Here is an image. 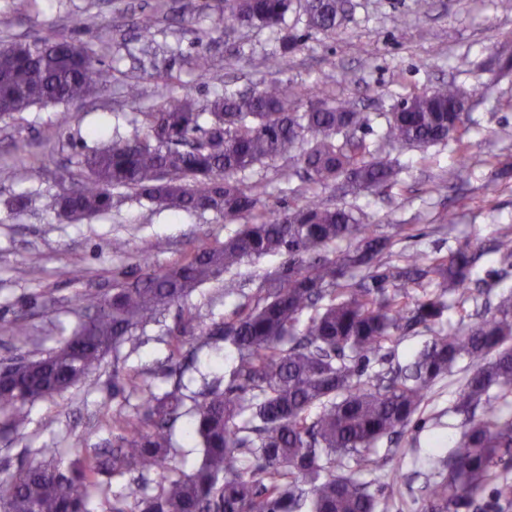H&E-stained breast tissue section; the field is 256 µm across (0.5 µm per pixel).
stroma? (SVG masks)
<instances>
[{
    "mask_svg": "<svg viewBox=\"0 0 512 512\" xmlns=\"http://www.w3.org/2000/svg\"><path fill=\"white\" fill-rule=\"evenodd\" d=\"M304 5L294 0L287 18L286 30L298 36V48L278 63V33L225 27L224 0H0V45L74 39L91 47L109 74L94 97L36 105L0 119V366L46 356L71 336L82 321L78 293H108L138 271L142 258L171 266L236 230L213 212L170 210L131 194L114 198L109 212L75 222L42 210L8 212L6 202L15 195L36 198L75 189L86 156L134 133L141 117L124 94L130 83L152 105L165 85L174 94L204 100L277 78L351 103L377 124L409 92L443 82L473 90L466 159L450 143L430 147L426 164L414 149H395L391 157L402 169L400 183L379 196H359L355 204L381 232L413 225L415 237L397 242L392 261L412 252L446 255L468 242L479 252L477 276L499 269L491 247L512 231V138L502 136L512 130V71L499 70L494 54L512 45V12H503L498 0H431L426 10L417 0H347L343 24L322 32L308 26ZM90 14L98 16V25L82 27L81 19ZM146 14L153 15L154 26L143 39L134 22ZM200 52L209 58L208 70L190 63ZM32 166L44 168L42 180L28 179ZM443 177L447 188L435 191ZM450 209L458 221L441 228L440 216ZM34 253L44 268L36 280L28 273ZM509 290L512 272L494 290L474 293L451 310L449 327H468L489 301ZM240 301L225 296L219 281L199 288L157 322L125 337L86 381L29 404L23 427L10 426L0 415V481L46 450L67 463L82 449L110 447L114 434L105 417L142 415L148 396H113L114 377L145 381L158 396L179 383L189 393L202 391L217 372L216 362H234L233 352L203 331ZM186 310L195 320L181 336L177 330ZM20 324L26 328L22 338L13 333ZM465 374L461 366L437 381L397 442L378 444L370 478L379 512H425L423 488L438 471L435 442L451 448L461 436L462 419L452 408Z\"/></svg>",
    "mask_w": 512,
    "mask_h": 512,
    "instance_id": "stroma-1",
    "label": "stroma"
}]
</instances>
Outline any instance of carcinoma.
Instances as JSON below:
<instances>
[{
  "label": "carcinoma",
  "mask_w": 512,
  "mask_h": 512,
  "mask_svg": "<svg viewBox=\"0 0 512 512\" xmlns=\"http://www.w3.org/2000/svg\"><path fill=\"white\" fill-rule=\"evenodd\" d=\"M292 2L224 0V17L279 29ZM344 13L345 0H311L308 25L334 31ZM105 81L93 51L76 41L1 46L0 117L88 97ZM305 95L277 80L204 101L162 92V104L139 110L142 130L85 159L78 189L11 201L15 213L36 202L75 221L112 209L114 191L132 189L162 207L241 222L234 235L172 266L143 262L135 279L115 284L110 294L80 293L87 315L72 336L0 379V412L13 427L25 421L27 405L81 383L124 337L195 289L261 257L283 262L224 285L229 297L259 280L253 296L206 328L234 351L235 361L195 401L187 436L202 457L190 471L168 466L183 397L152 395L146 417L112 421L111 448H88L66 467L52 459L19 468L0 484V512H377L371 483L355 473L379 442L412 422L432 385L462 362L469 371L455 411L463 416V432L441 477L427 485L426 512H458L496 479L498 500L512 503V482L497 477L499 467L512 463V414L501 405L512 393V292L500 294L490 315L467 330L445 331L452 304L472 295L470 244L390 265L385 255L394 238L411 237L410 227L382 234L364 222L363 212L320 200L265 208L267 184L238 177L266 160H291L306 144L301 171H288L286 181L299 175L310 189L334 185L344 194H381L399 183L401 170L390 159L397 147L420 151L423 162L429 147L449 140L459 155L469 154L467 113L448 107L470 93L453 83L412 92L385 113L377 133L369 114L343 104L323 100L298 111ZM372 133L375 138H367ZM344 241L351 246L339 258L322 256ZM493 252L512 267L511 232L497 239ZM355 271L363 273L358 281ZM423 279L429 287L410 297L409 284ZM420 327L433 336L413 361L369 372L386 342ZM155 469L163 472L156 491L139 485L125 496L94 501L104 493L102 477Z\"/></svg>",
  "instance_id": "obj_1"
}]
</instances>
